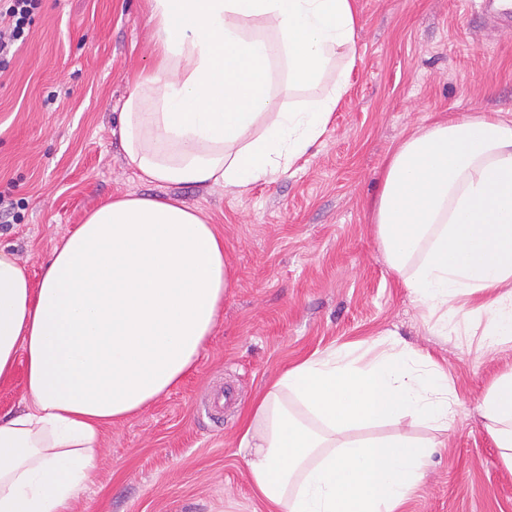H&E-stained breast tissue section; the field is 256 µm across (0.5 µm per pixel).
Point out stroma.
I'll return each mask as SVG.
<instances>
[{"label": "stroma", "instance_id": "stroma-1", "mask_svg": "<svg viewBox=\"0 0 512 512\" xmlns=\"http://www.w3.org/2000/svg\"><path fill=\"white\" fill-rule=\"evenodd\" d=\"M482 0H356L350 88L324 135L286 174L242 193L141 181L118 115L153 61L148 0H41L32 38L0 76V223L31 277L88 213L126 194L175 199L224 238L233 276L194 370L136 416L102 430L94 483L73 512H268L238 453L242 417L295 361L392 331L448 374L456 417L405 512H512V468L480 415L512 348L487 351V315L435 335L389 269L370 206L413 131L478 112L512 117V33ZM232 391L221 413L210 394Z\"/></svg>", "mask_w": 512, "mask_h": 512}]
</instances>
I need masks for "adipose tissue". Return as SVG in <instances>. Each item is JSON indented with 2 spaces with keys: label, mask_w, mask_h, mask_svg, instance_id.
I'll list each match as a JSON object with an SVG mask.
<instances>
[{
  "label": "adipose tissue",
  "mask_w": 512,
  "mask_h": 512,
  "mask_svg": "<svg viewBox=\"0 0 512 512\" xmlns=\"http://www.w3.org/2000/svg\"><path fill=\"white\" fill-rule=\"evenodd\" d=\"M153 64L119 115L126 166L156 184L243 192L287 172L349 89L355 0H150ZM344 58L331 84L324 75ZM318 96L284 105L275 73ZM386 261L440 336L458 300L512 346V119L444 120L390 155L373 208ZM231 271L224 242L175 200L102 203L39 280L0 247V383L26 363L25 406L0 417V512H71L105 426L176 387L212 335ZM512 467V371L480 405ZM409 417L446 432L447 374L430 356L350 344L298 360L246 413L239 452L270 512H402L441 439L367 427Z\"/></svg>",
  "instance_id": "ef3b65f1"
}]
</instances>
